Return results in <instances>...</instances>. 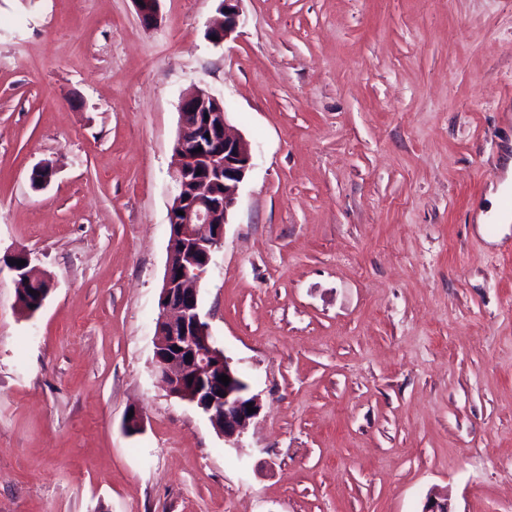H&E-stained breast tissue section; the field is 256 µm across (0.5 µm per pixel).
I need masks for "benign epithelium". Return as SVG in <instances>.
Returning <instances> with one entry per match:
<instances>
[{
  "label": "benign epithelium",
  "instance_id": "1",
  "mask_svg": "<svg viewBox=\"0 0 512 512\" xmlns=\"http://www.w3.org/2000/svg\"><path fill=\"white\" fill-rule=\"evenodd\" d=\"M142 23H157L160 0H134ZM240 0H221L222 19L207 30V40L220 46L237 31ZM180 124L175 142L173 171L176 192L168 212V260L160 293L161 313L156 321L154 368L170 396L207 416L224 444L240 447L245 430L259 416L261 404L249 393L224 351L215 346L199 306L201 282L224 242V228L237 202L238 190L252 166V150L228 128L222 98L197 87L181 98ZM202 151L195 152V149ZM19 266L9 262L19 290L36 277L30 255ZM230 378L228 385L211 388L202 381L213 372ZM256 408L248 413L247 404ZM422 512H454L448 497L429 492Z\"/></svg>",
  "mask_w": 512,
  "mask_h": 512
}]
</instances>
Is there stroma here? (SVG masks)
Returning a JSON list of instances; mask_svg holds the SVG:
<instances>
[{"label": "stroma", "mask_w": 512, "mask_h": 512, "mask_svg": "<svg viewBox=\"0 0 512 512\" xmlns=\"http://www.w3.org/2000/svg\"><path fill=\"white\" fill-rule=\"evenodd\" d=\"M219 6L0 0V257L53 283L0 270V512H512V0H241L216 47ZM196 87L253 155L199 295L238 449L154 373ZM221 5L219 12L222 19L207 30V40L214 46H221L237 31L240 24V10L239 2L241 0H220ZM212 36L218 38V41H213ZM508 193L507 185H503L496 192H490L487 196L489 200V207L483 206L485 211H480V221L488 222L489 224H498V235L502 237L504 228H508L512 222V212L502 206L501 201ZM13 257H21L22 260H26V263L24 266H18L12 260H10L9 266H8V268L14 273L15 279L19 286V290L21 292H24V289L27 286H29L31 283H33L34 278L38 277V276L35 274V269L31 265L32 261H31L30 255L28 253H24V252L16 253V254H13L12 258ZM47 285H48V287L46 289V293L42 296L41 305L38 304L37 301H38L39 293H44V290H45L44 288H46V283L44 281H41L37 287L30 288V289L37 291V294L29 293V290L24 293H20L18 296V305H19L20 309L21 310H31V309H36L39 306H40V308H42L50 291H51V282L50 281L47 282ZM38 310L25 311V314L30 316V315H33L34 313H36Z\"/></svg>", "instance_id": "1"}]
</instances>
